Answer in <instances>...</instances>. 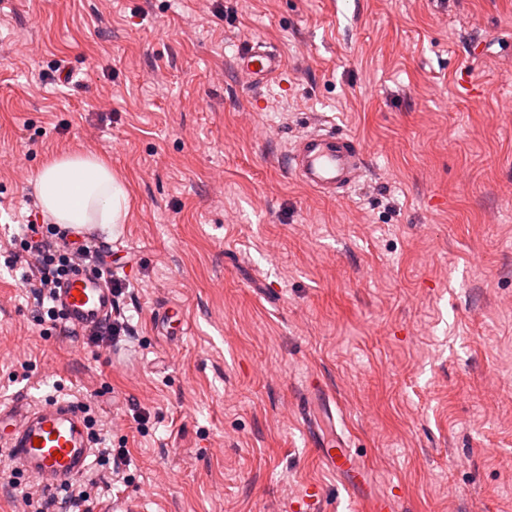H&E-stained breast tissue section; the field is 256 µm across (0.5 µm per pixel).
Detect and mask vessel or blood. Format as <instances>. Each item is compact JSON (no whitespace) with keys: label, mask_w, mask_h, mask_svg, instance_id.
I'll use <instances>...</instances> for the list:
<instances>
[{"label":"vessel or blood","mask_w":512,"mask_h":512,"mask_svg":"<svg viewBox=\"0 0 512 512\" xmlns=\"http://www.w3.org/2000/svg\"><path fill=\"white\" fill-rule=\"evenodd\" d=\"M236 67L250 87L259 89L277 78L281 53L254 40L236 56ZM289 168L312 191L341 197L364 175L365 157L356 140L345 134L316 130L302 136L289 151ZM64 322L85 330L111 319L115 296L100 274L79 270L63 281L55 297ZM0 447L8 449L16 469L55 491L81 476L93 454L85 414L73 401L41 402L20 396L0 402ZM316 456L344 483L359 512H399L396 496L372 491V477L348 448L317 446Z\"/></svg>","instance_id":"obj_1"}]
</instances>
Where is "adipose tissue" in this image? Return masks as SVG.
I'll return each mask as SVG.
<instances>
[{
    "label": "adipose tissue",
    "mask_w": 512,
    "mask_h": 512,
    "mask_svg": "<svg viewBox=\"0 0 512 512\" xmlns=\"http://www.w3.org/2000/svg\"><path fill=\"white\" fill-rule=\"evenodd\" d=\"M35 189L43 210L59 224L125 223L127 192L110 166L91 155H65L42 168Z\"/></svg>",
    "instance_id": "obj_1"
}]
</instances>
